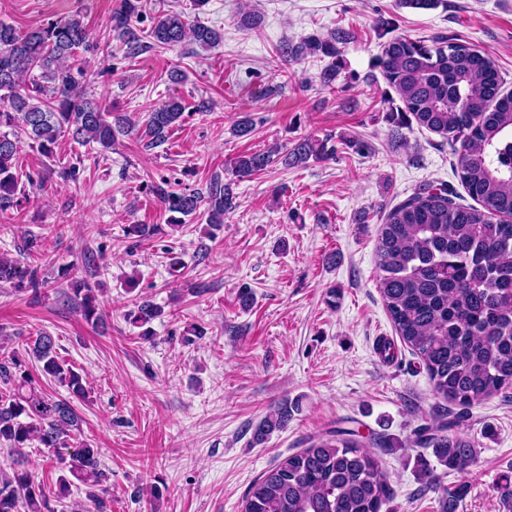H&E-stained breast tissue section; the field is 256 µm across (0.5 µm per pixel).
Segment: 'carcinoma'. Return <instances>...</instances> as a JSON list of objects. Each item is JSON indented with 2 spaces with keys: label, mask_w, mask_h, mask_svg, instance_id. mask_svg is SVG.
<instances>
[{
  "label": "carcinoma",
  "mask_w": 512,
  "mask_h": 512,
  "mask_svg": "<svg viewBox=\"0 0 512 512\" xmlns=\"http://www.w3.org/2000/svg\"><path fill=\"white\" fill-rule=\"evenodd\" d=\"M140 13L141 0H119L110 19L129 56L173 48L188 36L205 50L222 39L216 29L176 10L162 11L142 30L136 26ZM343 39L334 32L311 36L283 46L281 56L286 62L307 55L332 58L321 75L329 88L341 69L337 43ZM89 51L78 18L47 22L25 34L0 23V102L7 101L0 107V127L14 128L12 136H0V211L17 205L14 159L21 139L51 155L65 130L104 151L112 149L116 134L129 132L127 118L104 111L87 95L80 56ZM374 66L399 101L386 120L398 129L415 122L460 143L457 174L476 202L459 204L448 187L428 184L388 212L376 246L379 291L400 341L418 357L436 393L465 410L512 388V93H501L490 56L457 38L392 36L380 44ZM186 109L184 100L173 97L151 112L141 133L144 147L164 144ZM327 152L325 143L305 140L278 160L288 166ZM274 160L268 151L244 154L233 162L232 174L241 181ZM152 192L173 227L203 203L214 226L235 207L232 183L219 178L204 194L175 190L165 179ZM3 282L19 292L48 287L41 266L1 256ZM71 291L84 319L98 321L94 286L77 281ZM160 315L148 300L128 313L140 325ZM29 355L43 374L68 388L71 399L44 393L18 355L0 358V445L10 452L9 471L0 472V512H55L29 467L25 448L35 442L62 466L57 498L70 493L75 479L97 512H104L108 474L100 450L74 445L79 418L73 400L86 399L82 378L60 358L51 336L37 337ZM291 410L286 402L277 406L259 422L256 436L285 428ZM461 418L439 417L418 426L413 444L435 449L450 469L470 466L477 452L455 431ZM390 497L377 456L355 431L338 429L264 472L251 485L243 512H381Z\"/></svg>",
  "instance_id": "1"
}]
</instances>
